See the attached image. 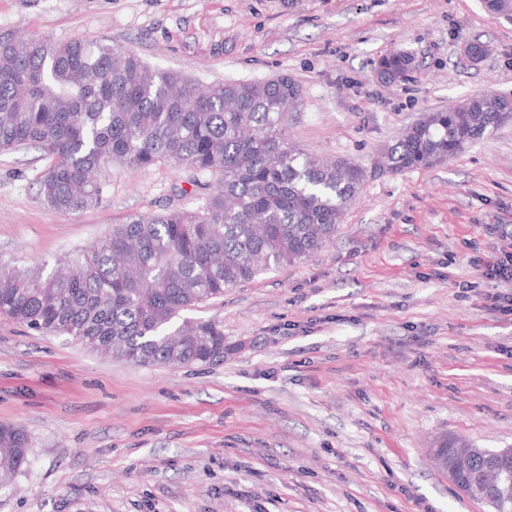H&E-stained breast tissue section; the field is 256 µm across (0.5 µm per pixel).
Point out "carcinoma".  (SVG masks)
<instances>
[{"label":"carcinoma","mask_w":512,"mask_h":512,"mask_svg":"<svg viewBox=\"0 0 512 512\" xmlns=\"http://www.w3.org/2000/svg\"><path fill=\"white\" fill-rule=\"evenodd\" d=\"M512 22V0H485ZM414 57H380L396 84ZM301 104L286 75L202 86L154 68L102 39L56 42L0 33V151L41 150L38 193L69 215L98 199L97 175L114 161L163 162L191 173L197 208L137 215L65 263L0 264V315L41 334L68 336L140 366L215 365L224 329L184 312L260 274L323 249L368 174L448 161L512 118V100L491 93L425 112L367 170L309 155L288 138ZM27 434L0 423V488L29 455Z\"/></svg>","instance_id":"1"}]
</instances>
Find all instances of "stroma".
Masks as SVG:
<instances>
[{"label":"stroma","instance_id":"obj_1","mask_svg":"<svg viewBox=\"0 0 512 512\" xmlns=\"http://www.w3.org/2000/svg\"><path fill=\"white\" fill-rule=\"evenodd\" d=\"M6 31L104 38L203 85L288 75L289 136L367 168L422 113L512 92V24L482 0H0ZM395 51L418 67L386 85L374 64ZM46 164L0 152L2 262L200 203L188 172L115 162L64 216L38 194ZM504 224L512 121L445 164L368 177L325 248L191 310L223 325L222 364L137 366L0 316V423L30 441L0 512H491L426 450L512 448V316L484 308L472 264Z\"/></svg>","mask_w":512,"mask_h":512}]
</instances>
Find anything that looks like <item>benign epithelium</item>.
Returning <instances> with one entry per match:
<instances>
[{
  "mask_svg": "<svg viewBox=\"0 0 512 512\" xmlns=\"http://www.w3.org/2000/svg\"><path fill=\"white\" fill-rule=\"evenodd\" d=\"M456 442L453 436L440 438L428 449L434 467L447 474L454 486L470 493L475 499H484L501 490V475L505 467L512 464V448L486 451L487 464L478 472L470 471L474 449L457 447L444 448L447 442Z\"/></svg>",
  "mask_w": 512,
  "mask_h": 512,
  "instance_id": "obj_1",
  "label": "benign epithelium"
}]
</instances>
